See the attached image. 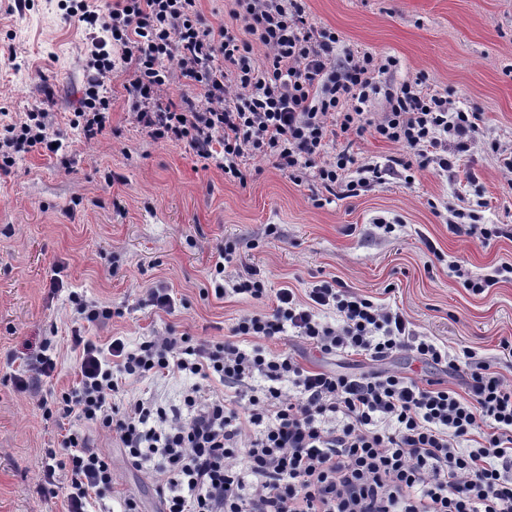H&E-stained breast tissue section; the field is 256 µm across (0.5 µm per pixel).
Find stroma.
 <instances>
[{"instance_id": "obj_1", "label": "stroma", "mask_w": 512, "mask_h": 512, "mask_svg": "<svg viewBox=\"0 0 512 512\" xmlns=\"http://www.w3.org/2000/svg\"><path fill=\"white\" fill-rule=\"evenodd\" d=\"M0 0V129L33 108L55 112L61 131L86 81L83 47L89 25L69 18V0H32L18 11ZM310 22L335 29L339 51L372 54L395 67L374 72L369 108L385 109L384 90L420 81L456 107L483 114V136L452 172L416 163L413 153L371 135L353 138L355 168H386L384 183L335 195L313 181L255 160L246 183L226 180L181 143L152 139L128 119L124 64L110 83L112 131L72 140L66 157L21 153L0 175V512H65L63 497L42 496L45 449L58 447L55 423L11 376L26 343L54 336H144L187 332L229 335L241 315L270 302L208 294L209 275L225 242L236 246L230 273L257 269L271 289L305 297L324 281L400 308L418 331L451 347H468L512 378L499 343L512 339V279L482 295L463 286L455 265L480 276L512 264V239L484 243L468 226L452 229L454 211L482 224L512 226V180L491 143L512 145V0H306ZM394 224L382 234L378 219ZM276 225L268 234V225ZM167 289L171 311L153 307L149 289ZM121 309L108 326L78 320L70 293ZM311 369L372 370L359 356H321L294 330L269 342ZM390 368L463 390L466 368L450 371L397 355ZM112 457V512L135 498L159 512L153 479Z\"/></svg>"}]
</instances>
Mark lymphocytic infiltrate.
Masks as SVG:
<instances>
[{
  "label": "lymphocytic infiltrate",
  "instance_id": "obj_1",
  "mask_svg": "<svg viewBox=\"0 0 512 512\" xmlns=\"http://www.w3.org/2000/svg\"><path fill=\"white\" fill-rule=\"evenodd\" d=\"M68 14L101 26L86 44V84L69 119L87 142L111 127L103 89L120 60L130 70L133 123L154 140L186 144L242 184L247 161L261 158L291 175L311 172L331 194L345 184L352 195L356 184L342 177L355 158L336 149L337 138L367 133L445 172L454 166L447 148L464 153L478 141L481 113L412 83L386 90L385 112H368L373 55H338L339 35L311 23L304 0H232L236 30L205 23L199 0H114L104 18L75 0ZM177 80L192 96L168 97ZM5 131L4 174L22 148L69 147L43 109ZM210 286L219 299L271 295L275 305L240 316L218 340L184 332L133 344L73 333L75 379L39 401L64 432L60 448L45 451L40 494L63 496L66 512H108L112 458L95 440L100 433L123 448L127 465L153 467L162 512H512V382L475 351L448 348L400 310L328 282L303 300L290 288L272 295L257 273L230 277L219 262ZM325 307L335 322L322 320ZM289 328L326 356L379 364L409 351L429 365L466 366V390L379 368L359 376L306 369L262 346ZM56 348L45 337L26 352L16 384L36 388L52 377ZM170 376L189 381L179 404L112 402L126 385ZM286 378L296 395L280 388ZM215 379L234 395L211 388ZM474 434L478 445L461 447Z\"/></svg>",
  "mask_w": 512,
  "mask_h": 512
}]
</instances>
